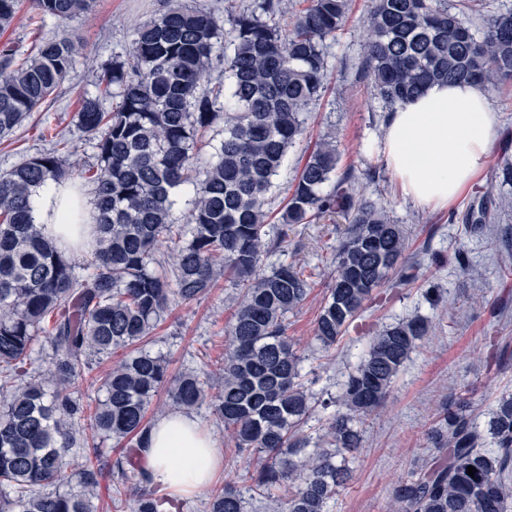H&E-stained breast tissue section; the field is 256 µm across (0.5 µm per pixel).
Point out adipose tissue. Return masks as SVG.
<instances>
[{"instance_id": "1", "label": "adipose tissue", "mask_w": 512, "mask_h": 512, "mask_svg": "<svg viewBox=\"0 0 512 512\" xmlns=\"http://www.w3.org/2000/svg\"><path fill=\"white\" fill-rule=\"evenodd\" d=\"M497 123V112L477 86L439 84L393 112L384 132L383 159L405 195L445 208L481 170ZM69 187L65 181L41 188L33 199L34 215L59 245L79 238L92 243L91 209L82 205L81 221H73ZM144 460L153 483L178 496H194L208 487L223 454L193 414L177 411L152 426Z\"/></svg>"}]
</instances>
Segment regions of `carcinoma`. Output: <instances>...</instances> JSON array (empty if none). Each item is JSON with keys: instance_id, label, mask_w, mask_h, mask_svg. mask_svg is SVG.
Here are the masks:
<instances>
[{"instance_id": "cac0c4a2", "label": "carcinoma", "mask_w": 512, "mask_h": 512, "mask_svg": "<svg viewBox=\"0 0 512 512\" xmlns=\"http://www.w3.org/2000/svg\"><path fill=\"white\" fill-rule=\"evenodd\" d=\"M93 0H31L32 20H68ZM288 27L273 21L277 0H258L224 27L209 12L170 6L134 32L125 58L102 67L94 96H80L78 126L95 141L97 166L83 172L51 149L0 174V512H93L109 440L127 441L112 464L115 490L133 480L132 512H162L144 464L146 414L160 390L178 409L208 404L237 454L270 462L249 474L252 491L281 492L282 512H324L347 472L336 456L357 451L362 425L425 335L424 319H403L371 337L329 413L323 439L334 447L299 459L312 394L302 357L288 336V314L307 298L303 269L263 257L281 251L265 211L273 180L304 132L303 112L330 72L325 44L343 30L350 0H307ZM21 0H0V31ZM361 75L395 111L435 83H512V13L477 38L463 16L436 0H368ZM82 44L51 37L21 53L0 48V138L39 111L73 70ZM112 102L111 108L105 102ZM224 114V138L203 151L200 134ZM332 137L317 144L289 189L281 224L343 218L335 277L314 323L329 348L374 289L398 272L407 249L402 225L385 209L357 200L354 172L336 176ZM88 175L96 186L98 235L91 257L60 249L35 223L31 199L49 181ZM189 187L186 224L175 225L174 190ZM171 250V273L155 252ZM86 275H76V268ZM244 287L225 328L222 387L210 376L171 378L166 361L145 350L124 356L101 379L90 405L73 396L92 358L146 342L171 303L199 300L219 275ZM48 350L34 367L37 345ZM438 437L446 462L397 481L392 512H508L512 507V395L482 431L455 401L443 408ZM75 448L85 452L77 454ZM476 469L467 474V467ZM77 485L80 491L63 487ZM235 486L210 492L206 512H244Z\"/></svg>"}]
</instances>
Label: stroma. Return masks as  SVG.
I'll use <instances>...</instances> for the list:
<instances>
[{
    "mask_svg": "<svg viewBox=\"0 0 512 512\" xmlns=\"http://www.w3.org/2000/svg\"><path fill=\"white\" fill-rule=\"evenodd\" d=\"M255 0H95L91 11L61 24L38 27L29 7H21L4 35L19 50L63 32L82 40L85 49L69 78L43 111L0 140V173L28 157L68 143V161L89 169L97 151L76 123L81 88L91 86L105 63L125 55L135 28L168 6L180 3L214 13L222 25ZM367 0H352L343 31L327 47L330 82L306 114L305 131L274 179L266 208L278 218L299 161L324 135L336 136L339 170L353 169L356 197L387 207L395 223L408 232V257L414 278L397 288H377L364 311L330 349L313 345V326L334 275L339 232L322 220L288 227L286 255L301 266L311 283L307 300L288 316V333L305 355L303 373L316 402L339 397L348 374L368 347L370 336L415 315L431 329L401 368L383 407L364 425L358 453L347 456L349 479L330 499L325 512H390L393 486L400 477L419 472L442 456L432 429L442 404L466 399L467 411L486 424L498 399L512 394V244L501 239L512 229V184L499 177L512 163V84L489 86L484 94L499 115L488 159L473 184L445 208L422 206L405 197L381 154L390 112L360 75ZM487 206L492 221L468 222L470 208ZM281 257L265 258L271 267ZM241 294L240 287L218 280L210 292L192 302L174 301L169 315L146 349L170 362L169 372L218 373L228 339L224 328ZM203 429L224 454L212 485L240 482L256 460L227 446L223 425L208 406L194 411Z\"/></svg>",
    "mask_w": 512,
    "mask_h": 512,
    "instance_id": "1",
    "label": "stroma"
}]
</instances>
